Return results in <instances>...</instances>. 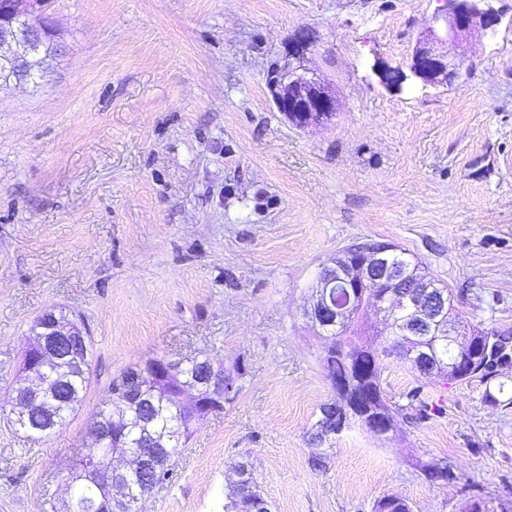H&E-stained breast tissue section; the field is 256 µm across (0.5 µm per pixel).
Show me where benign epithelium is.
I'll return each instance as SVG.
<instances>
[{"mask_svg":"<svg viewBox=\"0 0 512 512\" xmlns=\"http://www.w3.org/2000/svg\"><path fill=\"white\" fill-rule=\"evenodd\" d=\"M446 9L432 18L428 37L418 42L408 72L396 71L394 78L403 83L412 76L425 84L443 85L459 78L465 65L464 57L448 56L434 48L436 41L459 42L485 32L497 23V15L485 7L488 0H445ZM61 51L56 30L45 14V0H0V64L3 74L0 85L28 84V72L44 66ZM271 90L274 105L288 122L298 128L323 124L332 120L336 112V95L326 84L310 77L305 72L290 69L272 76ZM393 248L371 246L349 261L335 258L332 264L321 267L317 274L313 294L304 310L306 319L321 331L332 336L375 288H397L408 282L402 267L390 259ZM425 292H401L397 294L400 304L395 309L410 307L419 312V320L411 322L400 332L416 341L426 336H446L454 341L460 328L453 317L446 316L449 310V294L432 289L424 283ZM88 343L85 325L73 318H61L53 311L39 316L30 329L26 347L27 363L24 377L14 389L15 405L30 412L48 408V401L59 402L66 391L65 378L49 375L45 371L47 362H64L70 352ZM411 363L417 369L433 368V359L428 348L415 345L410 351ZM182 361L158 357L149 368L127 374L125 402L130 407L138 406L143 399V390L155 379L177 380L179 398L188 401L183 422L194 425L207 414L224 406V399L232 394L224 378V367L208 357L195 359L196 373L182 377ZM357 422L369 432L386 435L392 431L386 420L375 415L365 419L344 420L342 424ZM121 427L117 422L106 426L93 423L90 435L95 445L112 442ZM164 452L163 444L153 437L143 438L137 454L138 467L148 469L152 462ZM251 473L244 468L238 472L232 496L242 504V512H268L262 499L249 496ZM106 495L100 503L103 512H122L128 505L126 489L118 478L108 470L102 476Z\"/></svg>","mask_w":512,"mask_h":512,"instance_id":"benign-epithelium-1","label":"benign epithelium"}]
</instances>
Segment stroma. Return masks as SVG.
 Wrapping results in <instances>:
<instances>
[{
	"label": "stroma",
	"instance_id": "1",
	"mask_svg": "<svg viewBox=\"0 0 512 512\" xmlns=\"http://www.w3.org/2000/svg\"><path fill=\"white\" fill-rule=\"evenodd\" d=\"M488 4L495 34L437 46L465 57L457 82L396 91L377 71L408 64L438 0H48L65 46L50 82L0 86V512L62 504L57 473L89 447L113 380L160 356L247 374L142 512H224L242 464L270 512L512 496V372L419 383L383 360L387 397L404 407L421 386L427 418L346 431L319 467L309 446L333 392L303 311L350 244L400 246L464 323L512 339V0ZM288 66L333 87L330 123L277 112L269 74ZM50 309L82 316L93 374L68 423L33 443L6 411Z\"/></svg>",
	"mask_w": 512,
	"mask_h": 512
}]
</instances>
